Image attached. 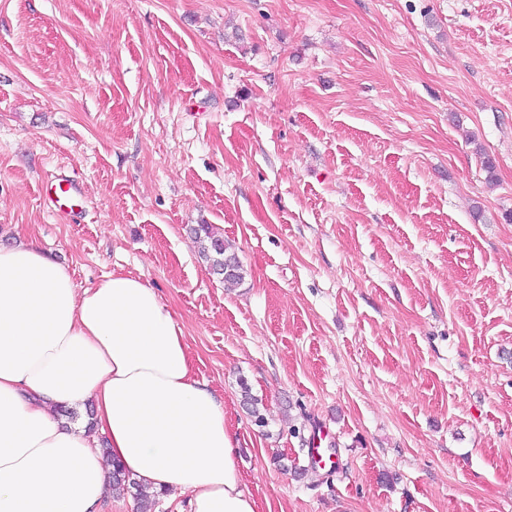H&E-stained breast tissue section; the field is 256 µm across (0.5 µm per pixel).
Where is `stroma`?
<instances>
[{
	"label": "stroma",
	"mask_w": 512,
	"mask_h": 512,
	"mask_svg": "<svg viewBox=\"0 0 512 512\" xmlns=\"http://www.w3.org/2000/svg\"><path fill=\"white\" fill-rule=\"evenodd\" d=\"M29 237L175 311L258 512H512V0H0ZM192 232L198 243L200 257L209 263L217 274L225 276L233 272L232 263H226L224 260L237 262L235 273L224 277V284H238L244 279V267L238 255L211 224H197L192 228ZM239 386L241 388L243 402L249 416L252 418V422L258 427H266L268 422L263 413V400L252 393V389L246 380H240Z\"/></svg>",
	"instance_id": "35a3bbf8"
}]
</instances>
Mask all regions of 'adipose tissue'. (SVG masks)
<instances>
[{
    "instance_id": "adipose-tissue-1",
    "label": "adipose tissue",
    "mask_w": 512,
    "mask_h": 512,
    "mask_svg": "<svg viewBox=\"0 0 512 512\" xmlns=\"http://www.w3.org/2000/svg\"><path fill=\"white\" fill-rule=\"evenodd\" d=\"M87 403L93 429L56 416ZM100 435L192 512H257L224 404L156 289L119 272L81 289L35 240L0 244V512H98L112 492Z\"/></svg>"
}]
</instances>
